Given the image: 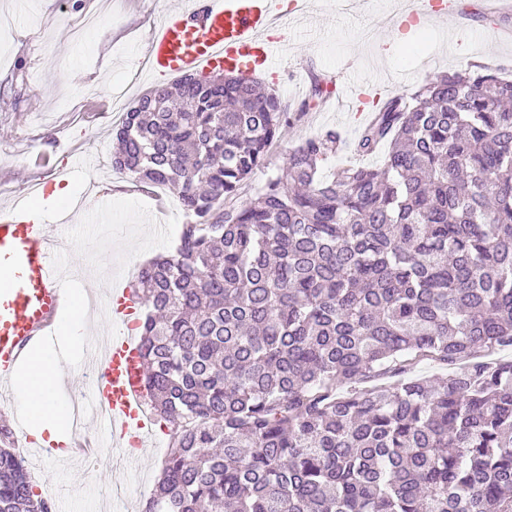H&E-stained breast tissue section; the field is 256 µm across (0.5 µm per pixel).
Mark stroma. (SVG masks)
I'll return each instance as SVG.
<instances>
[{
	"label": "stroma",
	"mask_w": 512,
	"mask_h": 512,
	"mask_svg": "<svg viewBox=\"0 0 512 512\" xmlns=\"http://www.w3.org/2000/svg\"><path fill=\"white\" fill-rule=\"evenodd\" d=\"M424 0H362L343 9L339 0H307L301 12H289L279 34L288 54L277 73L256 68L257 79L279 93L288 111L303 101L312 79L343 88L354 78L379 83L382 93L411 96L441 71L477 65L512 75V20L498 26L483 18L486 0H461L459 20L436 18L407 24V10ZM196 0H0V16L11 24L0 30V211L30 204L37 154L51 158L47 185L71 183L79 210L62 214L47 204L50 233L63 243L64 287L92 284L99 316L95 339L125 331L123 322L106 316L109 287L136 289L146 259L173 254L188 216L177 195L166 200L168 215L156 214L152 187L112 167V128L143 92L170 86L145 64L149 38L165 11L191 8ZM359 101L317 103L300 120L284 127L272 146L270 168L325 129L341 133V153L321 166L330 175L352 160L373 166L378 156H359L355 143L363 126ZM111 194V222L96 221L95 194ZM166 442L144 448L136 475L139 490L113 503L109 488H120L129 475L112 453L93 464L68 460L56 450L44 468H30L36 488L67 497L74 512H144L166 453Z\"/></svg>",
	"instance_id": "obj_1"
}]
</instances>
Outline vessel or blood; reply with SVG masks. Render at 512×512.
Segmentation results:
<instances>
[{"label": "vessel or blood", "mask_w": 512, "mask_h": 512, "mask_svg": "<svg viewBox=\"0 0 512 512\" xmlns=\"http://www.w3.org/2000/svg\"><path fill=\"white\" fill-rule=\"evenodd\" d=\"M279 11V0H202L192 11L172 9L149 43V62L161 75L202 68H236L245 57L270 66L273 40L265 33ZM27 210L0 215V268L12 282L0 289V380H12L43 341L60 331L70 309L59 278L60 253L50 244L48 227L27 218ZM87 340L86 357L98 363L88 394L96 412L73 430L69 451L78 456L103 453L119 441L145 440L150 420L143 408V366L134 337H111L105 355Z\"/></svg>", "instance_id": "vessel-or-blood-1"}]
</instances>
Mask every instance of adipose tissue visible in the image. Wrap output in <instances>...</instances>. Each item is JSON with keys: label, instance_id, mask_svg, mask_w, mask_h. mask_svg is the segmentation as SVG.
<instances>
[{"label": "adipose tissue", "instance_id": "1", "mask_svg": "<svg viewBox=\"0 0 512 512\" xmlns=\"http://www.w3.org/2000/svg\"><path fill=\"white\" fill-rule=\"evenodd\" d=\"M56 384V365L47 349L16 377L19 403L33 421L35 434L48 444L66 442L72 418L70 405L55 394Z\"/></svg>", "mask_w": 512, "mask_h": 512}]
</instances>
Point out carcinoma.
<instances>
[{"mask_svg":"<svg viewBox=\"0 0 512 512\" xmlns=\"http://www.w3.org/2000/svg\"><path fill=\"white\" fill-rule=\"evenodd\" d=\"M231 69L141 96L112 167L193 221L140 272V356L169 429L145 512H512V80L438 74L358 152L306 139ZM423 362L441 373L414 374ZM0 426V512H53Z\"/></svg>","mask_w":512,"mask_h":512,"instance_id":"obj_1","label":"carcinoma"}]
</instances>
